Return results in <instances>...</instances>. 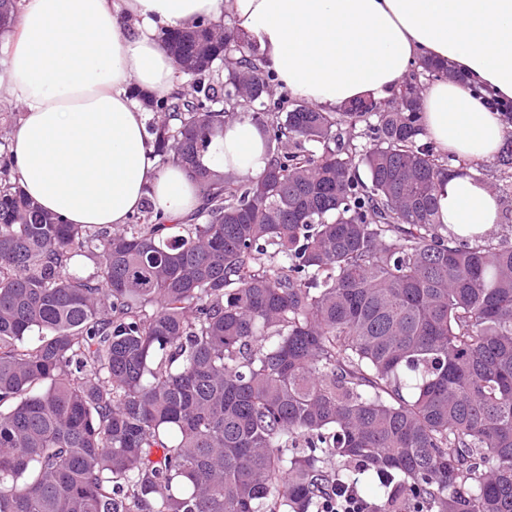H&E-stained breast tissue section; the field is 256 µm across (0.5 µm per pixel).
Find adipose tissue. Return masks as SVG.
Instances as JSON below:
<instances>
[{"instance_id": "adipose-tissue-1", "label": "adipose tissue", "mask_w": 512, "mask_h": 512, "mask_svg": "<svg viewBox=\"0 0 512 512\" xmlns=\"http://www.w3.org/2000/svg\"><path fill=\"white\" fill-rule=\"evenodd\" d=\"M227 19L281 88L316 109L388 99L414 62L432 60L463 76L422 94V124L441 153L490 161L512 134L480 95L512 100V0H20L0 43V105L19 114L10 153L25 194L67 224L116 228L148 203L176 221L197 210V183L157 165L136 92L176 86L158 26ZM202 161L257 180L269 158L244 118L225 124ZM438 205L459 237H490L501 221L488 182L467 175L449 176Z\"/></svg>"}]
</instances>
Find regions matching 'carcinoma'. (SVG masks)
Masks as SVG:
<instances>
[{
	"mask_svg": "<svg viewBox=\"0 0 512 512\" xmlns=\"http://www.w3.org/2000/svg\"><path fill=\"white\" fill-rule=\"evenodd\" d=\"M159 39L190 92L148 134L189 221L64 224L0 154V512H316L357 470L369 512H512V242L448 236L419 97L321 112L231 28ZM240 118L258 181L201 161Z\"/></svg>",
	"mask_w": 512,
	"mask_h": 512,
	"instance_id": "cac0c4a2",
	"label": "carcinoma"
}]
</instances>
